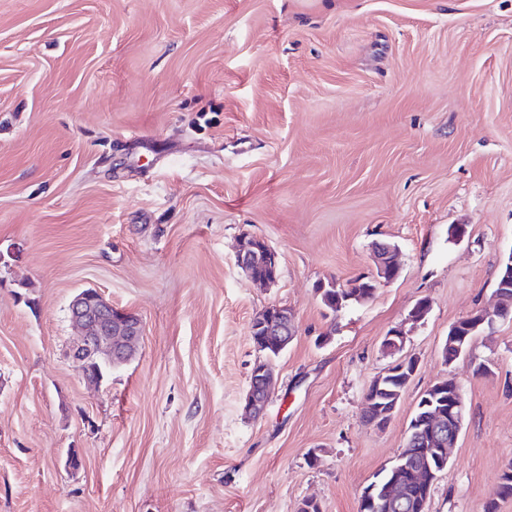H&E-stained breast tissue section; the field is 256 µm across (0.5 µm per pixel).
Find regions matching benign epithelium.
Here are the masks:
<instances>
[{"mask_svg":"<svg viewBox=\"0 0 512 512\" xmlns=\"http://www.w3.org/2000/svg\"><path fill=\"white\" fill-rule=\"evenodd\" d=\"M376 274L374 281L391 282L398 278L401 267L392 250L381 247L374 249ZM237 263L254 282L270 286L278 278L279 255L264 239L248 235L244 237L237 255ZM512 286L510 282L499 284L501 290L495 292L497 304L491 308L477 311V315L464 318L472 329L492 326L497 320L512 312V306L504 300L502 289ZM71 321L80 331L79 341L73 347V358L81 363L86 379L92 383L100 382L97 375L91 373V361L97 355H104L110 365L127 363L134 355L142 337L140 318L133 312L112 306L98 291L84 289L72 300L70 305ZM252 331H262L264 336H273L279 340H288L293 335L295 322L286 307L270 306L254 317ZM407 333L404 327L393 328L382 342V348L391 353L403 351ZM274 382L272 368L268 365L255 366L251 371V383L246 395V408L255 417L263 414ZM456 397L448 401V412H437L421 425L423 432L429 434L431 441L423 448L425 456L439 455L451 458L462 422V395L459 386H454ZM392 471L403 473L417 486L428 484L431 471L424 467L410 469L397 459Z\"/></svg>","mask_w":512,"mask_h":512,"instance_id":"benign-epithelium-1","label":"benign epithelium"}]
</instances>
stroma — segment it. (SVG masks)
<instances>
[{
	"label": "stroma",
	"mask_w": 512,
	"mask_h": 512,
	"mask_svg": "<svg viewBox=\"0 0 512 512\" xmlns=\"http://www.w3.org/2000/svg\"><path fill=\"white\" fill-rule=\"evenodd\" d=\"M381 240L398 279L325 309ZM511 252L512 0H0V512H359L448 378L464 417L429 512H483L512 463V319L441 349ZM87 288L143 323L96 386ZM272 305L297 333L252 418ZM400 325L418 370L379 428L364 393ZM236 258L238 265L252 281L265 286L277 281L279 255L264 239L245 236ZM319 288H325V290L322 293H318L321 303L324 305L325 308L330 310L333 313H338L345 307L351 305V304H360L363 303L369 299L372 298L374 291L376 288H358V294L349 299L346 300L342 298L341 300L337 299L336 295L340 292V290H336L335 288H341L342 290H347L345 285L338 284L336 282H330L327 285H321ZM317 289V292L319 290ZM373 289V290H372ZM273 382L274 375L270 366L252 368L251 383L246 395V408L254 417L263 414Z\"/></svg>",
	"instance_id": "stroma-1"
}]
</instances>
